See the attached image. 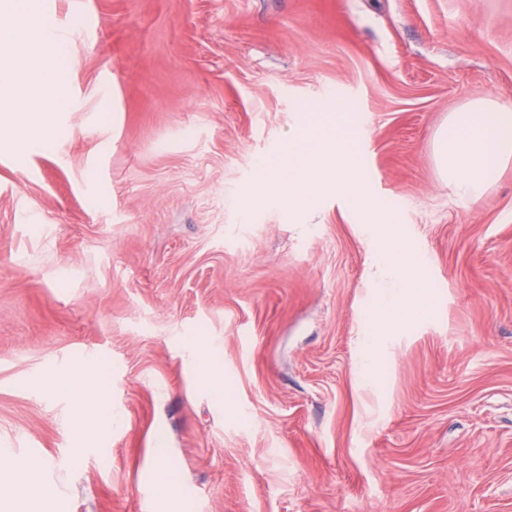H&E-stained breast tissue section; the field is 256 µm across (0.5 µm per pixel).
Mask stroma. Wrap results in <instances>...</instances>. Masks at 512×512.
I'll use <instances>...</instances> for the list:
<instances>
[{"label":"stroma","mask_w":512,"mask_h":512,"mask_svg":"<svg viewBox=\"0 0 512 512\" xmlns=\"http://www.w3.org/2000/svg\"><path fill=\"white\" fill-rule=\"evenodd\" d=\"M40 2L80 34L51 126L0 134V448L52 512H164L160 445L181 512H512V162L467 205L434 156L450 113H512V0ZM305 122L353 127L433 297L375 374L356 202L247 208ZM93 364L119 421L87 450L46 384ZM194 348V362L197 373L215 399L218 402H224V373L221 374L218 366L213 361V357L202 343L196 342ZM156 465L151 472L150 478L155 487L159 500L169 509L167 512H179V499L169 481V460L165 448L158 446L155 448Z\"/></svg>","instance_id":"35a3bbf8"}]
</instances>
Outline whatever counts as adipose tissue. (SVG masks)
Segmentation results:
<instances>
[{"label":"adipose tissue","instance_id":"1","mask_svg":"<svg viewBox=\"0 0 512 512\" xmlns=\"http://www.w3.org/2000/svg\"><path fill=\"white\" fill-rule=\"evenodd\" d=\"M65 55V40L50 26L39 0H0V131L46 123L62 99ZM33 70L39 74L37 81L24 86L21 75ZM435 157L457 198L478 203L488 186L490 161H512V113L494 112L479 103L451 114L437 134ZM48 388L71 400L72 419L88 440L116 424L103 369L55 374ZM14 481L11 458L1 449L0 512H40V496L16 492Z\"/></svg>","mask_w":512,"mask_h":512}]
</instances>
